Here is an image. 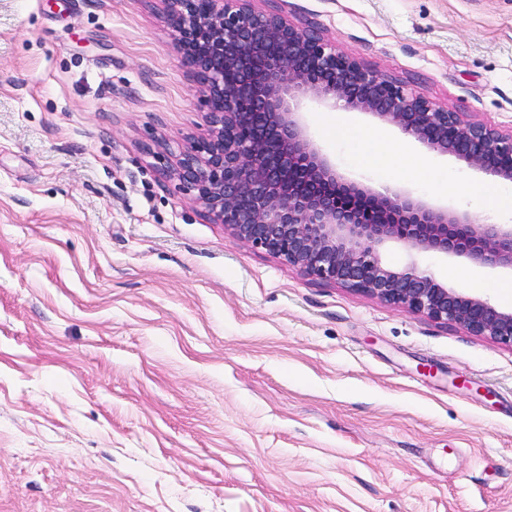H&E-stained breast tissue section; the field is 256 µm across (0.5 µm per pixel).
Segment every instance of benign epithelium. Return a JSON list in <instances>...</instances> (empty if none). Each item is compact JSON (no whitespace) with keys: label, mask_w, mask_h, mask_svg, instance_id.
<instances>
[{"label":"benign epithelium","mask_w":512,"mask_h":512,"mask_svg":"<svg viewBox=\"0 0 512 512\" xmlns=\"http://www.w3.org/2000/svg\"><path fill=\"white\" fill-rule=\"evenodd\" d=\"M159 2L208 126L178 146L163 175L210 223L306 276L512 345V310L444 285L421 264L445 256L512 271V224L344 178L303 114L310 103L366 114L431 155L510 183L512 129L437 104L255 0ZM391 247L406 254L404 265L385 260Z\"/></svg>","instance_id":"7a95c632"}]
</instances>
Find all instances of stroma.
Instances as JSON below:
<instances>
[{"mask_svg": "<svg viewBox=\"0 0 512 512\" xmlns=\"http://www.w3.org/2000/svg\"><path fill=\"white\" fill-rule=\"evenodd\" d=\"M273 6L512 128V0ZM204 112L158 0H0V512H512V346L206 221L158 162ZM306 120L347 177L512 222V183ZM424 263L512 308V271Z\"/></svg>", "mask_w": 512, "mask_h": 512, "instance_id": "35a3bbf8", "label": "stroma"}]
</instances>
